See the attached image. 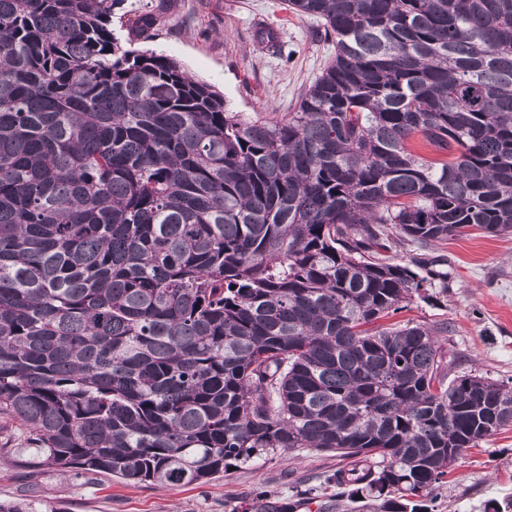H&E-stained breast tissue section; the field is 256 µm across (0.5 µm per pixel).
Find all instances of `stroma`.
<instances>
[{
    "label": "stroma",
    "mask_w": 512,
    "mask_h": 512,
    "mask_svg": "<svg viewBox=\"0 0 512 512\" xmlns=\"http://www.w3.org/2000/svg\"><path fill=\"white\" fill-rule=\"evenodd\" d=\"M158 13L146 49L176 59L219 90L228 109L251 119L294 111L335 54L322 20L293 13L286 0H127ZM277 31L283 56L256 40ZM448 299H414L399 320L447 322L441 336L449 378L464 374L512 382V234L449 240ZM18 421L0 415V503L50 500L62 512H257L258 491L295 512H317L335 494L329 478L347 461L329 451L281 452L238 466L203 485L162 487L39 465ZM315 489L317 500L305 492ZM433 512H512V426L458 459L431 503Z\"/></svg>",
    "instance_id": "35a3bbf8"
}]
</instances>
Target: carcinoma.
<instances>
[{
  "label": "carcinoma",
  "instance_id": "cac0c4a2",
  "mask_svg": "<svg viewBox=\"0 0 512 512\" xmlns=\"http://www.w3.org/2000/svg\"><path fill=\"white\" fill-rule=\"evenodd\" d=\"M124 2L0 0V414L51 468L333 451L324 512H429L512 387L384 320L448 297L435 246L512 233V0H288L336 53L267 120L122 44L157 24Z\"/></svg>",
  "mask_w": 512,
  "mask_h": 512
}]
</instances>
